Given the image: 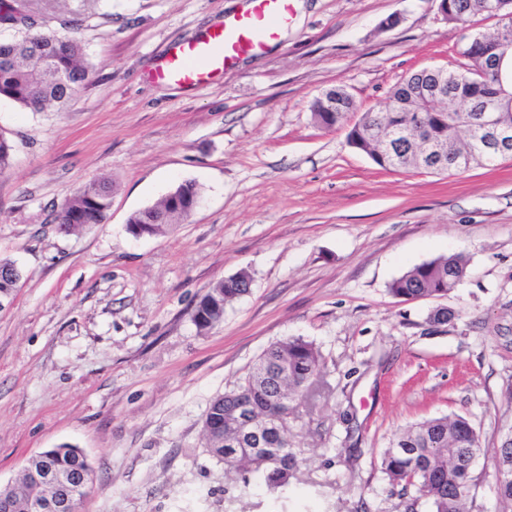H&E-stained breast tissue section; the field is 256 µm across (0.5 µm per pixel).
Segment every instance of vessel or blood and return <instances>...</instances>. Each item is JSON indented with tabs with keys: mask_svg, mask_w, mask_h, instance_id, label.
<instances>
[{
	"mask_svg": "<svg viewBox=\"0 0 512 512\" xmlns=\"http://www.w3.org/2000/svg\"><path fill=\"white\" fill-rule=\"evenodd\" d=\"M249 7L193 42L168 50L158 66L156 79L195 86L235 66L240 56L259 53L276 39L287 24L291 0H248Z\"/></svg>",
	"mask_w": 512,
	"mask_h": 512,
	"instance_id": "b4317fda",
	"label": "vessel or blood"
}]
</instances>
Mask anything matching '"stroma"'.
<instances>
[{
  "mask_svg": "<svg viewBox=\"0 0 512 512\" xmlns=\"http://www.w3.org/2000/svg\"><path fill=\"white\" fill-rule=\"evenodd\" d=\"M246 0H27L30 24L86 51L89 82L63 107L0 100L13 146L0 172V257L22 270L0 310V485L30 457L81 448L94 474L78 512H402L379 466L410 423L461 415L486 454L470 512H512L493 494V448L512 435V160L461 174L390 171L326 129L312 99L340 86L356 122L403 77L460 63L464 34L439 0H292L258 54L201 86L151 74ZM112 180L105 223L59 231L53 213ZM197 207L168 234L129 216L182 181ZM463 253L448 296L388 291L410 267ZM249 294L208 332L192 315L218 280ZM454 311L432 323L433 309ZM321 355L310 399L288 419L299 460L287 490L227 470L203 419L272 343Z\"/></svg>",
  "mask_w": 512,
  "mask_h": 512,
  "instance_id": "stroma-1",
  "label": "stroma"
}]
</instances>
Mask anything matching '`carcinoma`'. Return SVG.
I'll return each instance as SVG.
<instances>
[{"label":"carcinoma","instance_id":"carcinoma-1","mask_svg":"<svg viewBox=\"0 0 512 512\" xmlns=\"http://www.w3.org/2000/svg\"><path fill=\"white\" fill-rule=\"evenodd\" d=\"M447 20L468 28L471 18L480 15L479 0H445ZM500 26L491 34L470 32L463 37L459 55L465 62L448 69L446 95L432 90L442 82L435 68L422 69L397 83L390 91L384 111L366 112L347 133L348 144L367 154L378 166L389 169H424L434 173H459L472 164H489L512 159V153L486 150L479 144L481 114L499 99L498 78L490 70L491 59L505 51L512 53V0H499ZM19 0H0V22L18 19ZM84 49L72 38L55 34L26 35L0 41V98L39 112L63 106L89 79ZM353 101L342 87L322 93L310 104L313 120L331 129L342 124ZM407 132L409 138L390 157L382 137L395 131ZM442 143L446 151L428 162L421 156L420 142ZM112 182L95 179L71 192L53 222L61 231L105 222L112 201ZM199 189L189 183L178 194V202L164 197L156 205L130 215L128 229L135 236L165 233L180 218L194 209ZM467 261L463 254L443 255L415 265L389 284V293L405 301L420 297H445L465 277ZM21 272L14 262L0 259V294L14 291ZM251 276L245 271L217 281L199 300L193 320L204 332L220 323L224 307L250 292ZM320 366L315 345L291 337L270 344L258 357L245 377L232 389L214 397L205 413L203 434L208 453L218 461L233 454L228 468L250 471L262 476L273 490L290 485L297 466V456L288 439V421L283 432L272 429L257 438L236 426L231 417L241 400L251 412L261 417L280 415L288 405L309 398ZM415 451L404 455L396 448L401 442ZM482 448L463 416L435 417L415 423L397 432L390 446L382 449L381 470L392 486L416 488L430 512H468L466 504L475 482L474 471L466 459L472 449ZM54 462L62 470L76 472L85 483L92 481L93 470L82 451L68 443L51 449ZM38 457L31 458L21 479L0 486V501L17 504L12 512H26L32 498H49L56 488L35 485L31 472L40 470Z\"/></svg>","mask_w":512,"mask_h":512}]
</instances>
